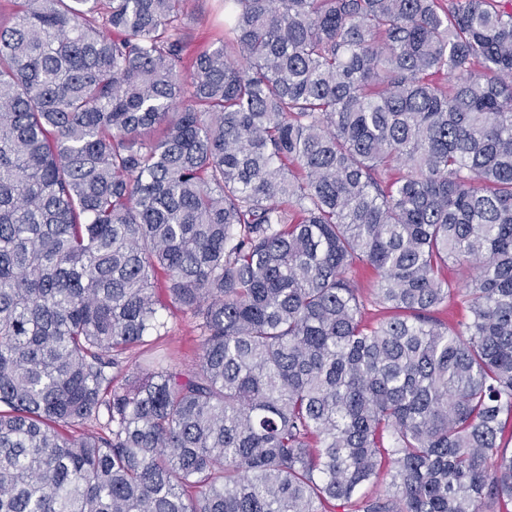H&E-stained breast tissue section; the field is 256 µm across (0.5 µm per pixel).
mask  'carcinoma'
<instances>
[{"label": "carcinoma", "instance_id": "1", "mask_svg": "<svg viewBox=\"0 0 512 512\" xmlns=\"http://www.w3.org/2000/svg\"><path fill=\"white\" fill-rule=\"evenodd\" d=\"M188 3L0 0V512H512V0ZM218 0H190L185 27L189 51L206 48L223 28L224 13ZM170 335L165 347L172 353V366L177 369L191 368L198 356V331L196 323L189 315H176L169 318Z\"/></svg>", "mask_w": 512, "mask_h": 512}]
</instances>
